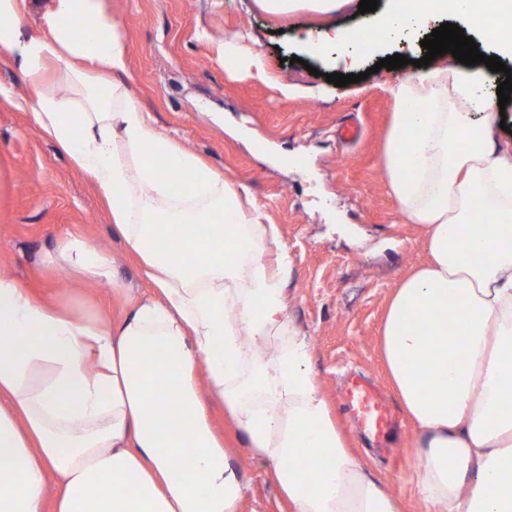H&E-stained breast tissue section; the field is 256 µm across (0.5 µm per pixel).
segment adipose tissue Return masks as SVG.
I'll list each match as a JSON object with an SVG mask.
<instances>
[{"mask_svg": "<svg viewBox=\"0 0 512 512\" xmlns=\"http://www.w3.org/2000/svg\"><path fill=\"white\" fill-rule=\"evenodd\" d=\"M29 0H0V49L26 79L18 108L89 175L153 297L112 322L41 303L0 275V512H241L244 487L203 390L271 468L288 512H403L349 449L288 324L268 266L275 225L244 187L159 131L127 80L121 21L103 0H55L45 32ZM453 18L512 57V0H386L354 29L319 28L307 52L349 51ZM486 68L420 70L394 91L391 194L425 234L427 262L389 301L380 349L417 430L431 512H512V153L494 149ZM452 86L457 111H436ZM479 104L483 116L470 117ZM69 266L112 280L107 257L68 243ZM278 341L273 356L260 343ZM205 363V378L197 365Z\"/></svg>", "mask_w": 512, "mask_h": 512, "instance_id": "1", "label": "adipose tissue"}]
</instances>
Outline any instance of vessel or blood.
<instances>
[{
    "label": "vessel or blood",
    "mask_w": 512,
    "mask_h": 512,
    "mask_svg": "<svg viewBox=\"0 0 512 512\" xmlns=\"http://www.w3.org/2000/svg\"><path fill=\"white\" fill-rule=\"evenodd\" d=\"M344 398L362 431L377 447H386L393 431V416L376 387L365 378L351 377L345 384Z\"/></svg>",
    "instance_id": "1"
}]
</instances>
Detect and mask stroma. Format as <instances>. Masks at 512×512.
Returning <instances> with one entry per match:
<instances>
[{"instance_id": "1", "label": "stroma", "mask_w": 512, "mask_h": 512, "mask_svg": "<svg viewBox=\"0 0 512 512\" xmlns=\"http://www.w3.org/2000/svg\"><path fill=\"white\" fill-rule=\"evenodd\" d=\"M125 23L130 86L157 127L225 179L246 186L275 224L292 263L280 274L289 322L306 336L311 367L351 448L407 512H428L417 480L416 431L399 404L391 453L379 455L360 436L341 393L351 375L382 392L390 386L379 351L387 299L397 282L423 265L418 228L390 195L384 153L396 86L421 59L424 31L397 30L368 50L336 59L307 57L308 32L360 25L356 0L333 16L306 11L274 16L257 0H104ZM236 40L241 58L260 55L264 68H225L218 49ZM407 56L408 65L376 69ZM331 73L363 74L337 87ZM0 273L40 300L90 318L117 317L127 297L150 287L90 178L37 130L14 99L28 86L0 50ZM290 93H283V86ZM362 126L358 142L336 138L348 117ZM88 242L112 261L113 282L73 270L61 258L69 240ZM211 418L232 450L244 483V512H283L284 504L244 439L212 402Z\"/></svg>"}]
</instances>
